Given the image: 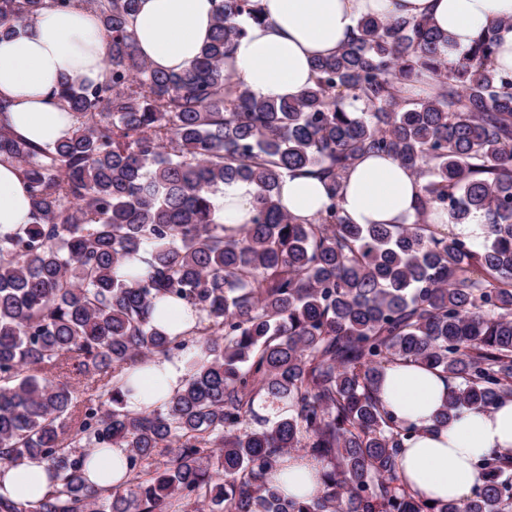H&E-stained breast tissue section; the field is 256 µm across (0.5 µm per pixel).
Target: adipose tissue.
<instances>
[{
    "instance_id": "adipose-tissue-1",
    "label": "adipose tissue",
    "mask_w": 512,
    "mask_h": 512,
    "mask_svg": "<svg viewBox=\"0 0 512 512\" xmlns=\"http://www.w3.org/2000/svg\"><path fill=\"white\" fill-rule=\"evenodd\" d=\"M221 0H139L134 30L153 68L171 72L189 66L212 33ZM264 22L250 23L234 47L229 67L253 95L292 99L313 80L314 59L335 55L369 15L429 19L447 34L448 63H456L493 21L512 17V0H259ZM107 40L95 13L82 4L46 8L32 24L0 40V100L8 105L0 125L41 146L67 136L73 119L57 98L64 80H93L105 65ZM323 180L285 178L282 206L303 222L318 216L326 198ZM255 184L225 185L217 198L224 224L232 229L251 216ZM421 181L388 157L366 156L344 179L341 207L353 224H410L421 205ZM26 182L13 164L0 163V231L31 223ZM186 377L183 356L156 357L123 384L128 410L143 412L168 402ZM453 382L423 366H388L379 396L394 416L418 428L407 441L399 466L425 499L459 501L483 483L479 464L498 453L512 461V396L487 412L464 409L449 423L436 414ZM320 462L298 454L285 459L273 477L278 491L309 500L319 495ZM51 482L46 464L28 458L0 469V495L20 505L38 501Z\"/></svg>"
}]
</instances>
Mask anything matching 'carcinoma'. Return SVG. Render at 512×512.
Here are the masks:
<instances>
[{
    "instance_id": "carcinoma-1",
    "label": "carcinoma",
    "mask_w": 512,
    "mask_h": 512,
    "mask_svg": "<svg viewBox=\"0 0 512 512\" xmlns=\"http://www.w3.org/2000/svg\"><path fill=\"white\" fill-rule=\"evenodd\" d=\"M73 0H0V36ZM108 41L97 80L62 83L69 135L43 147L0 127V161L27 183L32 223L0 233V464L39 457L52 489L0 512H512V462L481 463L482 487L427 505L403 481L414 428L383 405L392 364L453 379L440 414L487 411L512 394V71L490 25L448 66V36L424 19L367 16L313 64L312 84L255 97L224 69L258 0H223L212 36L181 72L152 68L132 20L139 0H82ZM424 69L428 97L401 86ZM360 100L357 112L344 109ZM388 156L423 180L412 224H351L345 173ZM329 180L316 219L281 205L284 177ZM257 185L253 215L224 235L215 197ZM484 217L480 244L436 233ZM162 298L199 313L189 332L151 324ZM195 345L184 385L149 412L125 408L120 376ZM88 381L73 404L71 375ZM276 407V418L259 403ZM127 449L116 487L92 484V448ZM300 451L326 464L310 502L270 484ZM171 455L163 464L160 456Z\"/></svg>"
}]
</instances>
